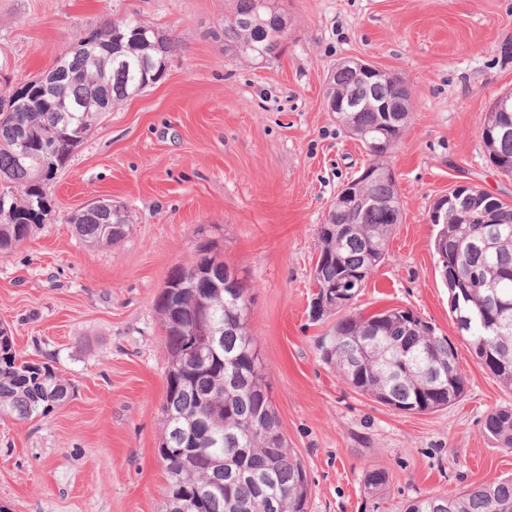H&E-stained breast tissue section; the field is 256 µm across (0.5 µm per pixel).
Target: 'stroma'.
Segmentation results:
<instances>
[{
    "instance_id": "stroma-1",
    "label": "stroma",
    "mask_w": 512,
    "mask_h": 512,
    "mask_svg": "<svg viewBox=\"0 0 512 512\" xmlns=\"http://www.w3.org/2000/svg\"><path fill=\"white\" fill-rule=\"evenodd\" d=\"M279 57L238 59L224 45L233 0H0V76L51 68L76 34L130 15L175 40L160 81L93 127L47 186L44 224L0 257V326L19 357L52 364L72 387L45 416L0 415V506L9 512H165L158 448L166 355L155 302L170 270L215 244L253 298L249 327L280 430L310 481L307 512H390L411 498L512 476V451L482 430L505 388L459 345L467 384L455 405L393 411L346 385L309 318L318 228L367 162L325 106L328 74L360 58L411 91L408 126L388 158L403 219L355 302L409 308L456 338L428 221L469 182L512 204L480 129L512 91V0H279ZM98 198L123 203L130 233L91 246L70 222ZM388 472L381 493L362 475Z\"/></svg>"
}]
</instances>
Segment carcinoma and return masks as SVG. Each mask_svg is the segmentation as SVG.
I'll use <instances>...</instances> for the list:
<instances>
[{
    "label": "carcinoma",
    "instance_id": "1",
    "mask_svg": "<svg viewBox=\"0 0 512 512\" xmlns=\"http://www.w3.org/2000/svg\"><path fill=\"white\" fill-rule=\"evenodd\" d=\"M224 21V43L244 60H270L287 39L276 0H235ZM153 27L136 17L108 21L99 35L112 36V63L101 66L82 54L67 52L52 70L61 72L54 88L36 87L11 109L0 110V255L30 236L49 212L47 181L63 168L89 131L114 107L157 82L165 69L150 64ZM338 93L366 106L350 117L348 135L390 137L398 143L406 127L390 120L377 105L407 102L393 83H366L348 67L337 71L326 97ZM509 129L502 133L498 128ZM482 139L501 174L512 177V112H489ZM26 146L33 159L20 158ZM365 192L376 205H330L320 225L321 289L342 285L347 301L318 313L314 322L338 315L318 340L323 361L356 391L396 411L431 413L458 402L465 378L455 344L409 308L391 307L364 314L354 302L383 263L396 218L381 203L399 197L397 183L373 180ZM491 210L479 211L468 198L448 209L438 225L435 254L448 286L475 272L497 283L498 301L476 283L458 290L454 317L471 318L462 339L483 367L512 388V205L493 195ZM78 236L92 245L112 244L130 231L128 210L86 209L74 214ZM490 247H475L480 237ZM228 264L215 246H199L197 255L171 269L156 308L164 330L167 388L162 408L159 453L166 463V512H306L309 482L295 451L280 431L267 373L256 337L247 321L252 299L243 282L236 292L216 288L211 275ZM220 331L212 351L196 341L204 319ZM71 395L70 384L43 361L18 358L12 336L0 329V414L26 420L47 415ZM485 434L512 450V407L491 410ZM369 489L389 483L384 470L363 475ZM405 512H512V477L463 487L453 494H428L408 501Z\"/></svg>",
    "mask_w": 512,
    "mask_h": 512
}]
</instances>
